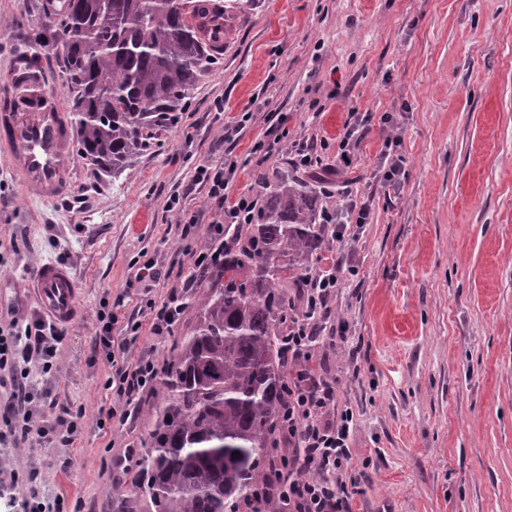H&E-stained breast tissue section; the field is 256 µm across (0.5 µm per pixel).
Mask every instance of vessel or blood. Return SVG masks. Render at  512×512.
<instances>
[{
  "label": "vessel or blood",
  "instance_id": "1",
  "mask_svg": "<svg viewBox=\"0 0 512 512\" xmlns=\"http://www.w3.org/2000/svg\"><path fill=\"white\" fill-rule=\"evenodd\" d=\"M9 84L8 92L0 95V154L11 161L14 179L26 195L60 199L73 187V125L49 87V73L40 67L14 66ZM30 282L41 314L57 324L77 318V284L67 265L35 266Z\"/></svg>",
  "mask_w": 512,
  "mask_h": 512
}]
</instances>
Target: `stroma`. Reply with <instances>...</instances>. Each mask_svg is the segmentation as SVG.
<instances>
[{
  "instance_id": "35a3bbf8",
  "label": "stroma",
  "mask_w": 512,
  "mask_h": 512,
  "mask_svg": "<svg viewBox=\"0 0 512 512\" xmlns=\"http://www.w3.org/2000/svg\"><path fill=\"white\" fill-rule=\"evenodd\" d=\"M42 2L0 0V93L10 62L30 53L67 92ZM352 112L375 120L324 190L348 186L370 217L332 246L357 273L331 300L318 358L337 409L354 413L353 456L366 465L353 510L512 512V0H244L177 124L119 179L78 158L72 192L44 202L24 196L0 156V325L38 319L34 265L70 267L81 315L53 369L30 365L29 381L82 414L71 446L0 448V482L63 497L59 512H112L119 500L149 512L139 467L124 455L147 443L161 390L137 396L129 420L108 419L98 312L137 316L140 298L182 287L191 253L218 247L210 225L220 202L194 184L196 166L235 163L233 197L257 194L264 169L307 178L296 148L333 162L331 142ZM277 122L284 136L261 157L254 147ZM389 135L406 162L384 186ZM185 216L195 221L187 235ZM148 259L163 273L149 287L132 269ZM197 314L188 307L171 330L144 332L128 358L166 359Z\"/></svg>"
}]
</instances>
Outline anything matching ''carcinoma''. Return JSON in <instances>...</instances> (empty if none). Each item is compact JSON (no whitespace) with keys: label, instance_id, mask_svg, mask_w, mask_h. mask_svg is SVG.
Instances as JSON below:
<instances>
[{"label":"carcinoma","instance_id":"1","mask_svg":"<svg viewBox=\"0 0 512 512\" xmlns=\"http://www.w3.org/2000/svg\"><path fill=\"white\" fill-rule=\"evenodd\" d=\"M224 10L200 0H56L67 111L79 157L117 176L178 122L217 50L191 22ZM260 205L227 230L224 261L200 280L199 319L163 360L166 404L140 455L153 512H276L267 454L288 386L313 368L288 363L285 336L306 317L305 288L336 225L320 192L261 171ZM239 456H232L233 452Z\"/></svg>","mask_w":512,"mask_h":512}]
</instances>
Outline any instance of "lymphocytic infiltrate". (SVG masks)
Wrapping results in <instances>:
<instances>
[{"label":"lymphocytic infiltrate","mask_w":512,"mask_h":512,"mask_svg":"<svg viewBox=\"0 0 512 512\" xmlns=\"http://www.w3.org/2000/svg\"><path fill=\"white\" fill-rule=\"evenodd\" d=\"M194 181L207 185L210 196L225 205L211 225L215 235H223L225 225L246 223L257 205L255 197L248 193L229 199L226 194L229 182L222 170L197 166ZM342 273L343 267L336 261L321 265L309 278L306 299L320 321H327L331 316L329 302L340 286ZM181 307L182 296L175 291L160 302L145 300L141 307L145 320H128L120 325L117 333L112 330L113 325H118L116 316L98 314L99 331L95 339L105 350L110 366L105 389L130 402L153 383L158 369L156 360L147 355L130 361L124 351L139 338L143 327H150L156 334L171 329L179 319ZM63 335L62 328L43 319L0 330V369L35 361L43 371H51ZM34 400L32 390L18 382L10 401L0 403V420L12 425L11 443L19 445L35 437L45 439L55 434L62 445H72L76 422L68 421L64 433L56 434L53 426L35 423L31 408ZM353 429L352 410L335 408L332 382L324 379L319 371L308 372L301 391L288 396V442L292 455L288 459V481L281 487L287 512H351L362 476L361 469L353 463L350 448Z\"/></svg>","instance_id":"f902f5d3"}]
</instances>
